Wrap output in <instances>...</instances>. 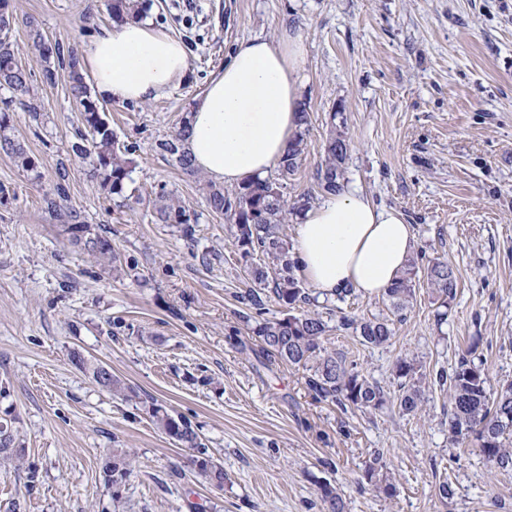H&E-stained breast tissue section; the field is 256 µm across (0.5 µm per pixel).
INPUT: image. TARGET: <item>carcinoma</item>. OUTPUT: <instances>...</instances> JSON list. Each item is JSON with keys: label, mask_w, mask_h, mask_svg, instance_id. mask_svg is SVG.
<instances>
[{"label": "carcinoma", "mask_w": 512, "mask_h": 512, "mask_svg": "<svg viewBox=\"0 0 512 512\" xmlns=\"http://www.w3.org/2000/svg\"><path fill=\"white\" fill-rule=\"evenodd\" d=\"M141 0H109L108 10L114 25L139 16ZM12 15L0 16V88L22 96L19 104L40 117V106L32 84L31 70L17 61L14 43L10 38ZM31 31V59L44 65L46 75H52L51 60L67 65L70 94L79 108L83 129L78 131V141L71 146L75 158L85 164L88 179L106 194L124 191L135 168L137 146L120 142L113 134L105 113L91 99L90 89L79 69L77 52L56 42L50 43L29 22ZM13 100L0 103V151L12 158L15 165L43 178L39 163L27 151L23 142L12 133L10 112ZM187 120H182L177 132L158 143L167 155L168 162L183 173L204 183L203 191L211 211L226 215L231 223L241 258L248 264L253 287L243 296L254 311L251 316L255 326L253 334L258 338L261 352L298 367L307 372L306 384L314 397L330 400L343 408L380 409L387 402L382 387L360 374L357 365L328 351L324 346L329 325L323 313L308 306L316 302L311 289L296 275V262L291 258L292 245L283 233L288 216H297L312 205L318 196L340 191L344 181V163L349 140L341 129L330 130L325 143L324 160L315 172L317 193L307 192L287 199L284 190L288 179L296 174L305 153L306 130L293 138L287 154L277 166V176L248 181L236 188H224L205 182L196 170L184 139ZM153 213L160 224H173L182 237L193 240L198 215L189 210L159 183L151 191ZM65 189L56 184L53 195L45 197L46 210L55 219L63 221L72 243L91 257L103 270L118 276H130L134 267L124 263L112 245V239L85 223L80 210L63 204ZM426 283L436 304V322L441 326L448 321V310L455 299L457 277L447 262L427 258L425 253L415 252L398 280L385 292V299L395 313L410 307L416 283ZM274 302L280 308V316L268 318L267 305ZM339 327L352 331L365 344L384 346L394 336L391 320L385 317L369 319L342 318ZM75 364L92 380L111 395L131 401L138 398L136 390L116 375L105 374V364L73 354ZM418 366L414 361L401 358L395 364L394 376L400 390L397 403L402 413L411 415L419 411L424 400L419 384ZM436 381L448 385L452 411L448 422L451 443L460 444L473 436L479 442V453L490 463L502 469H512V383L497 394L487 389V375L483 363L475 361L468 350L447 372L436 373ZM148 412L156 428L175 445L188 453L196 473L209 485L221 489L224 486V468L210 456L199 433L182 416L154 402ZM0 465L20 469L24 466L23 440L12 421H0ZM135 469L129 455L114 451L103 464L105 482L112 489V498L119 497L121 487ZM364 479L380 493L389 495L394 485L382 468L373 464L365 470ZM324 512H345V502L330 485L321 487Z\"/></svg>", "instance_id": "carcinoma-1"}]
</instances>
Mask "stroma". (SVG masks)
<instances>
[{
    "mask_svg": "<svg viewBox=\"0 0 512 512\" xmlns=\"http://www.w3.org/2000/svg\"><path fill=\"white\" fill-rule=\"evenodd\" d=\"M14 3L25 66L29 22L49 41L78 46L113 27L107 0ZM145 18L184 44L190 71L164 98L102 102L118 139L138 147L123 194H104L72 155L80 112L62 68L34 78L43 118L13 113L42 179L0 153V412L16 416L26 461L0 468V512L15 500L25 512H321L326 483L345 512H512V469L487 462L475 439L450 445L449 392L433 379L473 344L492 390L512 382V0H150ZM284 26L305 42L309 113L286 196L314 189L326 136L342 122L345 189L399 209L416 248L456 273L447 323L436 324L429 290L416 286L385 346L339 327L345 317L390 316L385 299L352 293L327 303L326 347L357 361L390 398L396 360L416 361L425 387L416 415L392 401L344 411L314 400L303 371L260 356L230 224L157 147L238 39L272 40ZM61 167L70 203L108 233L140 282L102 270L50 219L43 198ZM160 182L198 214L194 240L153 218L149 193ZM75 351L110 366L139 400L101 390L72 363ZM151 400L198 429L224 466L223 488L156 429ZM115 448L136 461L118 503L102 472ZM378 453L396 485L390 496L363 478Z\"/></svg>",
    "mask_w": 512,
    "mask_h": 512,
    "instance_id": "35a3bbf8",
    "label": "stroma"
}]
</instances>
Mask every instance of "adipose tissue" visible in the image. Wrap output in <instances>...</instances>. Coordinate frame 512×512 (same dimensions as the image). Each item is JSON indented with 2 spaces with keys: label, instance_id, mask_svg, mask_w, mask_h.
I'll return each mask as SVG.
<instances>
[{
  "label": "adipose tissue",
  "instance_id": "obj_1",
  "mask_svg": "<svg viewBox=\"0 0 512 512\" xmlns=\"http://www.w3.org/2000/svg\"><path fill=\"white\" fill-rule=\"evenodd\" d=\"M304 56L303 38L291 28L273 41L253 36L237 42L188 112L184 147L198 170L227 187L265 178L300 128ZM80 69L98 100L146 103L182 85L189 58L178 39L130 19L84 43ZM413 248L404 215L359 191L313 204L292 237L298 273L322 298L346 288L384 295Z\"/></svg>",
  "mask_w": 512,
  "mask_h": 512
}]
</instances>
